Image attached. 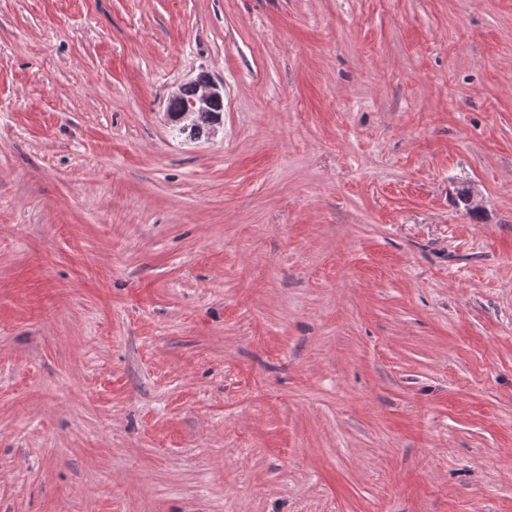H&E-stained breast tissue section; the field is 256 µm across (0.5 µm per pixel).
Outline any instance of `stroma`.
I'll return each instance as SVG.
<instances>
[{"instance_id": "35a3bbf8", "label": "stroma", "mask_w": 512, "mask_h": 512, "mask_svg": "<svg viewBox=\"0 0 512 512\" xmlns=\"http://www.w3.org/2000/svg\"><path fill=\"white\" fill-rule=\"evenodd\" d=\"M0 512H512V0H0ZM224 95L207 73L179 87L167 103L171 129L186 140L206 138L224 117Z\"/></svg>"}]
</instances>
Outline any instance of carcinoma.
<instances>
[{
	"instance_id": "cac0c4a2",
	"label": "carcinoma",
	"mask_w": 512,
	"mask_h": 512,
	"mask_svg": "<svg viewBox=\"0 0 512 512\" xmlns=\"http://www.w3.org/2000/svg\"><path fill=\"white\" fill-rule=\"evenodd\" d=\"M172 131L187 140L206 138L224 117V95L206 73L179 87L167 103Z\"/></svg>"
}]
</instances>
